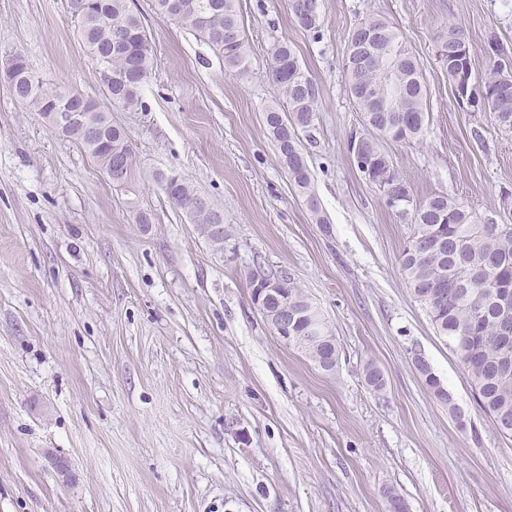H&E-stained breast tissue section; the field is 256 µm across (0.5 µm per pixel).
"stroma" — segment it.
Listing matches in <instances>:
<instances>
[{"label":"stroma","instance_id":"1","mask_svg":"<svg viewBox=\"0 0 512 512\" xmlns=\"http://www.w3.org/2000/svg\"><path fill=\"white\" fill-rule=\"evenodd\" d=\"M318 4L313 33L289 0H237L251 53L236 72L154 0H129L157 67L146 111L112 113L137 161L127 192L0 82V512H387L391 489L407 512H512V440L405 282L411 218L353 161L363 127L345 71L350 31L392 23L428 90L423 140L386 144L395 168L415 200L446 192L493 213L512 191V131L460 107L437 37L461 26L484 77L490 36L512 51V0ZM277 41L318 90L300 138L325 229L264 125L282 99L268 73ZM17 54L47 83L101 98L67 0H0V62ZM171 171L223 210V248L167 202L155 176ZM251 270L300 281L339 344L335 372L273 333ZM417 354L466 428L429 394Z\"/></svg>","mask_w":512,"mask_h":512}]
</instances>
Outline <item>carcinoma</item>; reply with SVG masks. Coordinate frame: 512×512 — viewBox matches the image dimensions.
<instances>
[{
  "instance_id": "obj_1",
  "label": "carcinoma",
  "mask_w": 512,
  "mask_h": 512,
  "mask_svg": "<svg viewBox=\"0 0 512 512\" xmlns=\"http://www.w3.org/2000/svg\"><path fill=\"white\" fill-rule=\"evenodd\" d=\"M99 0H68V12L77 23L80 39L94 63L104 57L112 68V95H104L115 109L145 110L143 86L149 80L156 58L150 36L140 17L127 0H104L105 11L112 18L107 23L100 17ZM237 0H155L159 13L182 29L204 39L222 58L224 67L242 71L251 52L247 35L237 19ZM304 0H291L294 21L304 30L317 33L320 14L313 10L304 15ZM374 31L384 35V54L365 58L359 51L358 29L348 37L345 67L350 96L362 115L366 133L362 148L366 164L378 173L392 169L391 179L403 183L384 143H412L426 130L427 87L419 61L412 47L386 20L372 17L365 21ZM439 37L445 40L450 86L466 87L472 93L471 108L487 103L494 123L512 130V59L496 37L488 40L496 60L480 83L472 80L471 54L455 53L456 44L465 40L462 27L448 25ZM399 74L401 93L391 99L393 111H376L377 98L385 94L381 74L386 65ZM269 75L285 98L288 109L271 104L264 111L266 130L275 142L283 136L292 139L294 149L279 153L294 189L304 200L315 223L327 224L320 202L312 187V174L299 132L314 126L318 111V94L306 75L294 50L285 42L270 51ZM14 98L38 112L42 118L56 109H66L73 101L62 96L58 87H48L35 75L22 55L10 87ZM75 140L87 157L100 169L110 167L115 154L126 157L131 188L137 163L125 129L112 121V115L94 102L85 111L84 120L63 131ZM167 201L182 210L192 224H213L219 209L201 195L183 175L173 177L171 187L163 191ZM412 207V234L404 246L399 263L411 295L426 310L438 336L447 342L448 350L466 371L476 403L490 419L497 432L512 437V427L498 428L503 421L512 423V369L501 367L502 354L497 342L498 314L489 305L492 294L506 283H512V209H503L495 231L484 229L482 217L466 208L447 193H435L416 204L409 199L403 207ZM439 234L448 237V250L439 254L431 250L432 240ZM443 273L448 287L462 291L448 295L436 307L429 306L435 278ZM286 281L288 300L304 307V318L298 321L293 346L308 359L316 355L339 356L340 350L331 328L308 294L291 275L279 274Z\"/></svg>"
}]
</instances>
